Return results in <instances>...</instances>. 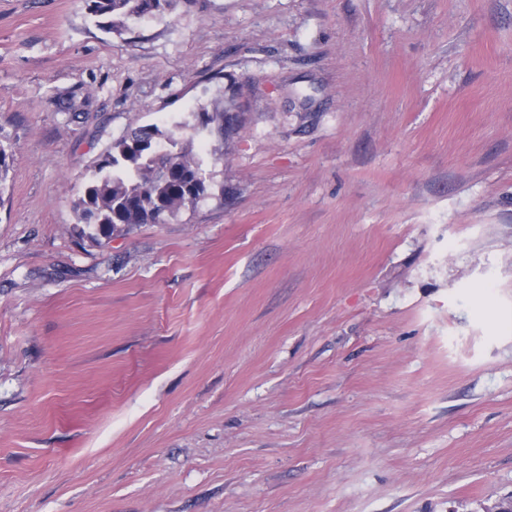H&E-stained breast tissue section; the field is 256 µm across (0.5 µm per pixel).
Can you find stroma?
<instances>
[{"instance_id": "1", "label": "stroma", "mask_w": 512, "mask_h": 512, "mask_svg": "<svg viewBox=\"0 0 512 512\" xmlns=\"http://www.w3.org/2000/svg\"><path fill=\"white\" fill-rule=\"evenodd\" d=\"M86 103L72 118L69 96ZM234 98L231 138L199 107ZM211 194L78 240L131 127ZM0 512L512 493V0H0ZM171 0H85L87 9L97 17L107 19L110 30L116 27L114 18L141 16L164 9Z\"/></svg>"}]
</instances>
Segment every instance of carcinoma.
Listing matches in <instances>:
<instances>
[{
  "label": "carcinoma",
  "instance_id": "carcinoma-1",
  "mask_svg": "<svg viewBox=\"0 0 512 512\" xmlns=\"http://www.w3.org/2000/svg\"><path fill=\"white\" fill-rule=\"evenodd\" d=\"M87 9L107 20L141 16L164 9L169 0H85ZM195 118L201 130L230 135L236 130L232 104L219 100L203 106ZM12 154L0 143V201ZM210 176L190 140L157 125L130 129L95 163L83 193L74 202L77 237L101 242L136 224L162 223L208 195Z\"/></svg>",
  "mask_w": 512,
  "mask_h": 512
}]
</instances>
